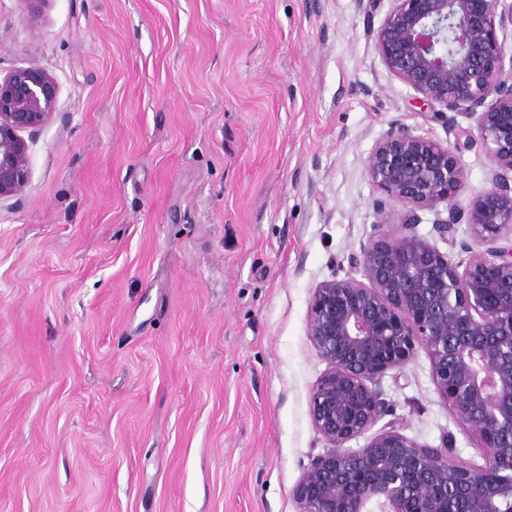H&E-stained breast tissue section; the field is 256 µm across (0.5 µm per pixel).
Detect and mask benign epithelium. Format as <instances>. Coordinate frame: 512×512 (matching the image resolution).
Listing matches in <instances>:
<instances>
[{
    "label": "benign epithelium",
    "instance_id": "1",
    "mask_svg": "<svg viewBox=\"0 0 512 512\" xmlns=\"http://www.w3.org/2000/svg\"><path fill=\"white\" fill-rule=\"evenodd\" d=\"M370 29L384 66L454 125L465 112L492 165L491 187L468 207L456 146L394 121L366 159L385 201L401 210L349 257L361 278L320 283L307 335L327 369L313 386L310 417L329 450L296 487L299 512H512V67L497 29L512 26L506 0H390ZM57 82L31 64L0 78V200L30 177L22 132L53 116ZM445 205L434 231L449 240L466 224L464 269L419 236L418 212ZM428 355L436 391L475 437L484 463L457 457L448 438L429 447L390 424L361 448L347 446L387 414L378 383L417 348Z\"/></svg>",
    "mask_w": 512,
    "mask_h": 512
}]
</instances>
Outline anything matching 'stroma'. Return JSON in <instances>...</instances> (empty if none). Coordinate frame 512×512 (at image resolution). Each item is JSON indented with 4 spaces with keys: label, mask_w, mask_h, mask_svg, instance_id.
Listing matches in <instances>:
<instances>
[{
    "label": "stroma",
    "mask_w": 512,
    "mask_h": 512,
    "mask_svg": "<svg viewBox=\"0 0 512 512\" xmlns=\"http://www.w3.org/2000/svg\"><path fill=\"white\" fill-rule=\"evenodd\" d=\"M358 0H0V77L58 84L0 201V512H299L328 445L307 335L323 281L380 222L366 159L426 120ZM388 421L480 462L425 351L379 384Z\"/></svg>",
    "instance_id": "stroma-1"
}]
</instances>
